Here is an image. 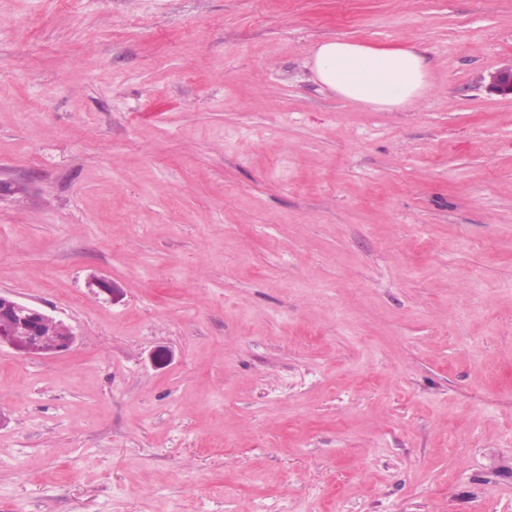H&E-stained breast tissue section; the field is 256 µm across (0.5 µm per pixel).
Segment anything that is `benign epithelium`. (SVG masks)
<instances>
[{"label":"benign epithelium","mask_w":512,"mask_h":512,"mask_svg":"<svg viewBox=\"0 0 512 512\" xmlns=\"http://www.w3.org/2000/svg\"><path fill=\"white\" fill-rule=\"evenodd\" d=\"M489 87L502 96L512 97V64L493 72ZM16 322L26 327L22 338L12 331ZM75 341L72 328L64 320L0 291V346H10L25 356L40 357L67 351Z\"/></svg>","instance_id":"7a95c632"}]
</instances>
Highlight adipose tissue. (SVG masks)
Wrapping results in <instances>:
<instances>
[{
  "label": "adipose tissue",
  "mask_w": 512,
  "mask_h": 512,
  "mask_svg": "<svg viewBox=\"0 0 512 512\" xmlns=\"http://www.w3.org/2000/svg\"><path fill=\"white\" fill-rule=\"evenodd\" d=\"M312 70L345 99L387 109L415 105L428 85L424 59L411 46L379 49L328 40L315 47Z\"/></svg>",
  "instance_id": "ef3b65f1"
}]
</instances>
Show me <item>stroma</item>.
<instances>
[{
    "instance_id": "1",
    "label": "stroma",
    "mask_w": 512,
    "mask_h": 512,
    "mask_svg": "<svg viewBox=\"0 0 512 512\" xmlns=\"http://www.w3.org/2000/svg\"><path fill=\"white\" fill-rule=\"evenodd\" d=\"M510 63L512 0H0V290L76 335L0 346V512H512ZM312 59V70L324 86L364 105L413 106L428 86L424 59L413 46L379 49L328 40L315 47Z\"/></svg>"
}]
</instances>
